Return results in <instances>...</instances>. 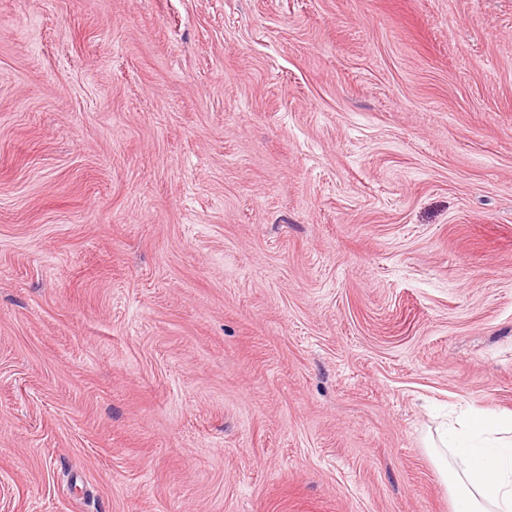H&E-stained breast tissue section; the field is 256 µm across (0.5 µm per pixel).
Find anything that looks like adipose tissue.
Masks as SVG:
<instances>
[{
    "mask_svg": "<svg viewBox=\"0 0 512 512\" xmlns=\"http://www.w3.org/2000/svg\"><path fill=\"white\" fill-rule=\"evenodd\" d=\"M437 445L458 461L442 470L454 512H512L511 417L457 422L439 434Z\"/></svg>",
    "mask_w": 512,
    "mask_h": 512,
    "instance_id": "ef3b65f1",
    "label": "adipose tissue"
}]
</instances>
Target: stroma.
Instances as JSON below:
<instances>
[{
    "label": "stroma",
    "instance_id": "35a3bbf8",
    "mask_svg": "<svg viewBox=\"0 0 512 512\" xmlns=\"http://www.w3.org/2000/svg\"><path fill=\"white\" fill-rule=\"evenodd\" d=\"M512 416V0H0V512H453ZM426 448H443L457 458L442 476L453 489L454 512L512 511V418L458 421Z\"/></svg>",
    "mask_w": 512,
    "mask_h": 512
}]
</instances>
